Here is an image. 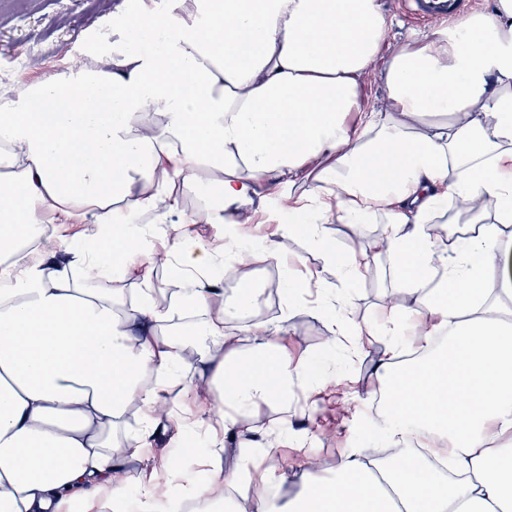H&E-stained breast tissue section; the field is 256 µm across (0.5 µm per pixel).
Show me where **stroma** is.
Wrapping results in <instances>:
<instances>
[{
    "label": "stroma",
    "mask_w": 512,
    "mask_h": 512,
    "mask_svg": "<svg viewBox=\"0 0 512 512\" xmlns=\"http://www.w3.org/2000/svg\"><path fill=\"white\" fill-rule=\"evenodd\" d=\"M135 0H0V89L14 88L48 76H63L76 71L89 56L102 28H117L126 12L132 10ZM281 202L262 194L248 208L249 223L234 227L235 234L248 243L257 244L255 267L267 260H275L274 276L278 284L275 297L265 298L257 323L275 327L287 304L295 309L288 322L284 341L292 357H307L326 362L331 374L322 385L344 390L347 398L323 400L320 410H313L305 401L306 383L295 386L287 406L260 405L249 414L247 428L252 434L263 435L276 428L284 433L270 455L259 461L258 469L244 470V477L262 476L268 489L277 493L279 505H287L299 491L294 475L298 464L312 460L321 478L336 475L345 449L361 448L368 456L380 454L383 442L371 428L368 418L372 404L381 392L376 371L385 345L376 338L365 339L358 353H348L335 344L326 317L310 308L319 288H343L352 320L358 325L380 324L388 313L383 308L382 293L393 282L385 257L372 263V271L349 285H341L334 266L307 244L288 235L281 227ZM141 230L151 252L149 271L132 267L124 274V289L139 296L143 286L154 291H175L184 288L180 278H170L174 264L175 244L192 239L206 246L222 242L226 228L221 224L202 221L196 224H142ZM318 272L320 278L308 288L290 293L284 282L286 276L298 279L309 272ZM182 379L173 381L158 412L168 423L157 431L156 448L165 451L166 466L173 478L158 490L159 496L181 492L194 483L212 484L215 473L223 471L230 456L233 441L223 446L196 444V460L170 456L176 448L172 422L177 413L193 409L200 427H207L213 411L211 406L198 405L202 393L211 391L207 379L198 373V363L184 361Z\"/></svg>",
    "instance_id": "obj_1"
}]
</instances>
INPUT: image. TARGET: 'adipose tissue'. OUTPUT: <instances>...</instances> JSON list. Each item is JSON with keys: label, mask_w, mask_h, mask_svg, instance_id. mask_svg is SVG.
Here are the masks:
<instances>
[{"label": "adipose tissue", "mask_w": 512, "mask_h": 512, "mask_svg": "<svg viewBox=\"0 0 512 512\" xmlns=\"http://www.w3.org/2000/svg\"><path fill=\"white\" fill-rule=\"evenodd\" d=\"M392 24L378 0H142L78 74L0 94V512H121V474L190 345L223 420L208 441L240 442L224 471L239 491L255 443L238 415L287 401L293 381L319 386L329 369L291 361L260 324L253 350L214 357L224 317L200 290L161 307L143 288L129 315L104 283L146 257L139 217L236 224L259 182L279 196L307 183L287 231L345 284L371 257L322 225L384 221L397 284L385 303L400 289L413 303L377 330L389 339L388 410L372 424L392 455L348 449L326 482L301 469L284 511L255 484L251 512H512V313L486 277L512 225V0L394 48ZM375 72L387 96L370 103ZM459 213L480 231L452 262L434 227ZM48 220L91 222L82 273L49 266ZM189 311L202 316L192 342L160 339ZM432 319L448 337L436 352ZM133 404L142 427L129 432ZM422 429L435 437L426 456L399 452Z\"/></svg>", "instance_id": "ef3b65f1"}]
</instances>
